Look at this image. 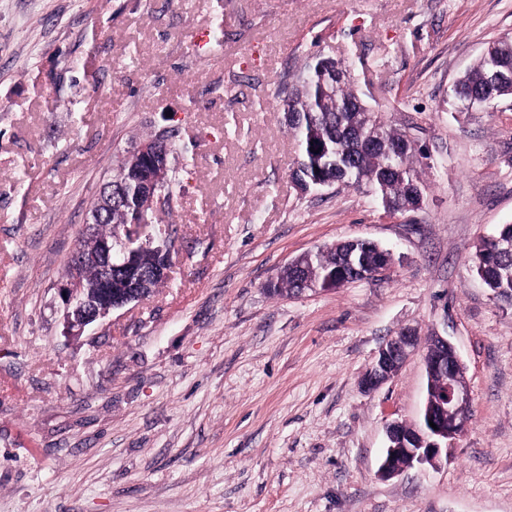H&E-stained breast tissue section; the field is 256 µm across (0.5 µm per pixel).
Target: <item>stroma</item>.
Masks as SVG:
<instances>
[{
    "instance_id": "1",
    "label": "stroma",
    "mask_w": 512,
    "mask_h": 512,
    "mask_svg": "<svg viewBox=\"0 0 512 512\" xmlns=\"http://www.w3.org/2000/svg\"><path fill=\"white\" fill-rule=\"evenodd\" d=\"M224 20V48L192 38ZM512 0H0V512H512V308L471 270L512 224V98L449 93ZM334 59L429 155L417 210L300 192L274 92ZM167 128L168 280L79 336L56 286L103 179ZM23 187H16L17 173ZM366 239L383 274L299 297L297 256ZM448 337L471 419L432 468L378 474L414 422L422 355L363 392L403 328Z\"/></svg>"
}]
</instances>
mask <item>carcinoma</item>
<instances>
[{"mask_svg":"<svg viewBox=\"0 0 512 512\" xmlns=\"http://www.w3.org/2000/svg\"><path fill=\"white\" fill-rule=\"evenodd\" d=\"M207 45L211 49L224 46V21L217 20L208 30ZM324 59L308 65L292 89L283 84L276 90L288 122V129L298 142L299 156L293 171L295 181H303L310 188H325V182L346 172L349 184L362 177L378 178V197L384 209L390 212L404 210L403 202L409 200L412 186L424 189L414 167L415 150L409 136L392 127L381 116H375L379 140L372 146H363L351 137V131L359 124L358 103L364 99L349 79L332 88L327 75L321 69ZM499 64L512 72V41L500 40L490 45L480 59L457 80L452 95L471 107H493L495 90L488 88L485 76L491 65ZM146 143L158 146L171 156L177 152L173 134H152ZM316 152H311V149ZM112 187H103L94 201L91 211L102 212L97 221L96 236L84 241L80 247L92 249L101 239L114 241L119 228L141 219L142 210L148 208L147 198L139 189L140 162L138 158L126 160L117 173L112 175ZM112 193V206H102L107 193ZM512 238V224L501 225L496 233L480 240L475 249L473 271L483 281L494 298L512 306V255L498 252V240ZM361 263L363 270H377L380 255L376 244L362 242L357 245L341 244L313 255L311 261L296 271L287 268L280 272L276 282L268 285L274 294H291L300 288V282L310 280L320 283L333 276L342 266L348 254ZM83 287L96 291L100 283V271L88 265L82 272Z\"/></svg>","mask_w":512,"mask_h":512,"instance_id":"cac0c4a2","label":"carcinoma"}]
</instances>
